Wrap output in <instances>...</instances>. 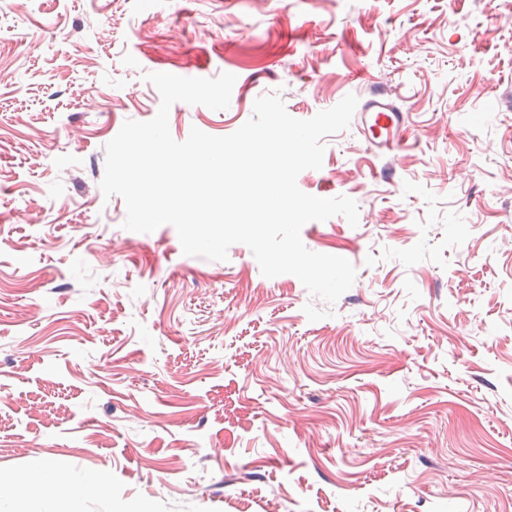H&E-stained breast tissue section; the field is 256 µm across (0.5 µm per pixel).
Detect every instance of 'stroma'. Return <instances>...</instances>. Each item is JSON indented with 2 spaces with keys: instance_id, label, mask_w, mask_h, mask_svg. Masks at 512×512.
<instances>
[{
  "instance_id": "35a3bbf8",
  "label": "stroma",
  "mask_w": 512,
  "mask_h": 512,
  "mask_svg": "<svg viewBox=\"0 0 512 512\" xmlns=\"http://www.w3.org/2000/svg\"><path fill=\"white\" fill-rule=\"evenodd\" d=\"M147 72L236 77L179 142L398 98L403 146L353 123L297 178L359 208L300 232L356 269L335 303L123 228ZM35 458L108 474L69 512H512V0H0V480Z\"/></svg>"
}]
</instances>
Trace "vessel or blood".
I'll return each mask as SVG.
<instances>
[{
    "label": "vessel or blood",
    "instance_id": "b4317fda",
    "mask_svg": "<svg viewBox=\"0 0 512 512\" xmlns=\"http://www.w3.org/2000/svg\"><path fill=\"white\" fill-rule=\"evenodd\" d=\"M359 116L371 144L388 150L402 145L404 113L389 94L371 90L361 104Z\"/></svg>",
    "mask_w": 512,
    "mask_h": 512
}]
</instances>
